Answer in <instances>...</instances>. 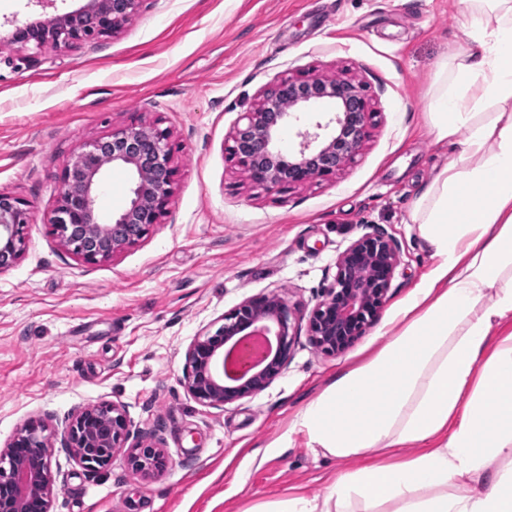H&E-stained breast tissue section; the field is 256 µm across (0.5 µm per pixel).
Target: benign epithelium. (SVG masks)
<instances>
[{"instance_id": "1", "label": "benign epithelium", "mask_w": 512, "mask_h": 512, "mask_svg": "<svg viewBox=\"0 0 512 512\" xmlns=\"http://www.w3.org/2000/svg\"><path fill=\"white\" fill-rule=\"evenodd\" d=\"M145 0H83L79 7L25 22L11 21L0 36V57L22 50L70 49L84 41L116 34ZM325 102L335 110L325 120L297 132L293 151L281 146L283 130L300 120L296 112ZM378 112L366 86L342 73L281 77L264 89L242 113L232 132L230 157L256 188L303 186L333 177L353 162L370 138ZM169 130L155 121L132 125L94 140L76 151L60 177L58 206L50 218L64 247L88 262H97L136 245L162 223L172 199L175 168ZM108 165L132 173L135 185L125 206L111 222L98 220L100 176ZM27 204L0 192V273L11 269L24 252ZM401 263L395 240L379 230L362 234L336 259L332 283L307 314L279 294H259L224 313L214 333L197 338L186 352L184 381L199 402L214 407L252 398L265 391L288 367L296 337L306 329L323 353L346 352L378 320ZM275 327L272 358L259 371L224 382L220 359L225 345L249 330ZM45 424L26 423L0 451V512H52L56 478ZM126 410L119 404L85 407L66 424L61 439L91 476L112 464L115 450L133 448L129 463L139 471H161L167 461L158 448L136 442Z\"/></svg>"}]
</instances>
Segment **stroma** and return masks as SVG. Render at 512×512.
<instances>
[{
    "instance_id": "35a3bbf8",
    "label": "stroma",
    "mask_w": 512,
    "mask_h": 512,
    "mask_svg": "<svg viewBox=\"0 0 512 512\" xmlns=\"http://www.w3.org/2000/svg\"><path fill=\"white\" fill-rule=\"evenodd\" d=\"M459 0H144L115 35L30 59H0V191L32 213L19 263L0 273V449L48 425L54 512H246L290 493L323 495L369 456L314 453L295 416L344 369L383 346L387 321L436 263L408 211L459 144L425 123L435 62L461 38ZM348 71L378 113L361 154L336 177L267 192L231 160L242 112L275 80ZM158 117L171 132L174 193L162 224L113 258L68 251L50 222L73 153ZM100 217L134 179L105 170ZM401 264L378 322L328 356L300 336L287 370L255 397L213 408L183 383L185 354L244 299L281 294L308 311L336 258L369 228ZM125 407L160 448L144 474L127 449L89 477L61 442L81 409Z\"/></svg>"
}]
</instances>
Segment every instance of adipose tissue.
<instances>
[{"mask_svg":"<svg viewBox=\"0 0 512 512\" xmlns=\"http://www.w3.org/2000/svg\"><path fill=\"white\" fill-rule=\"evenodd\" d=\"M460 10L464 39L435 66L427 121L461 151L410 211L437 263L390 341L292 423L337 459L421 451L250 512H512V333L491 336L512 317V0Z\"/></svg>","mask_w":512,"mask_h":512,"instance_id":"adipose-tissue-1","label":"adipose tissue"}]
</instances>
